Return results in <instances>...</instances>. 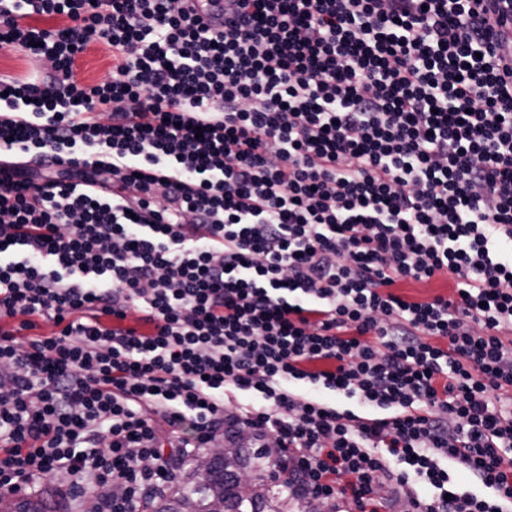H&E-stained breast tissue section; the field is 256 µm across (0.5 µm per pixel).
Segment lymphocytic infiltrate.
<instances>
[{
  "label": "lymphocytic infiltrate",
  "mask_w": 512,
  "mask_h": 512,
  "mask_svg": "<svg viewBox=\"0 0 512 512\" xmlns=\"http://www.w3.org/2000/svg\"><path fill=\"white\" fill-rule=\"evenodd\" d=\"M193 2L0 0L51 63L0 81V492L145 512L245 434L330 512H512L497 0ZM111 73V53L103 47L93 46L79 61L78 74L86 83L99 82ZM452 288H455L454 281L443 277L431 282H403L397 291L409 297L424 299L436 294L452 295Z\"/></svg>",
  "instance_id": "1"
}]
</instances>
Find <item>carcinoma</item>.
<instances>
[{"mask_svg":"<svg viewBox=\"0 0 512 512\" xmlns=\"http://www.w3.org/2000/svg\"><path fill=\"white\" fill-rule=\"evenodd\" d=\"M237 467L254 476L257 485L250 495L238 490L236 474L229 470L227 457L212 461L207 477L184 478L174 492L173 502L155 504V512H210L214 501L223 504V512H291L295 499L290 483H265V474L271 469L268 453L264 448H230Z\"/></svg>","mask_w":512,"mask_h":512,"instance_id":"cac0c4a2","label":"carcinoma"}]
</instances>
